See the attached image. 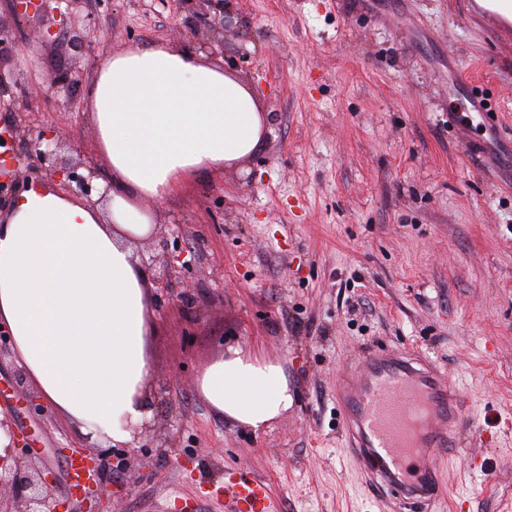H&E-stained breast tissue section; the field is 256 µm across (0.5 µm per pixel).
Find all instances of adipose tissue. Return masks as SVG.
<instances>
[{"instance_id":"obj_1","label":"adipose tissue","mask_w":512,"mask_h":512,"mask_svg":"<svg viewBox=\"0 0 512 512\" xmlns=\"http://www.w3.org/2000/svg\"><path fill=\"white\" fill-rule=\"evenodd\" d=\"M101 151L120 177L112 219L40 182L0 224V328L43 401L113 443L149 416L146 275L126 236L147 232L134 197H162L259 145L264 117L240 80L163 46L112 56L87 91ZM202 398L260 432L293 403L283 366L240 348L202 373Z\"/></svg>"}]
</instances>
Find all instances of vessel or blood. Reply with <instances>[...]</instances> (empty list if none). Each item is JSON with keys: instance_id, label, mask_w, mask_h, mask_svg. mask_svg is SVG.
Returning <instances> with one entry per match:
<instances>
[{"instance_id": "1", "label": "vessel or blood", "mask_w": 512, "mask_h": 512, "mask_svg": "<svg viewBox=\"0 0 512 512\" xmlns=\"http://www.w3.org/2000/svg\"><path fill=\"white\" fill-rule=\"evenodd\" d=\"M350 453L367 483L399 512H440L439 461L460 453L465 424L457 385L420 357L382 347L336 381ZM224 490L238 512H279L264 485L228 471Z\"/></svg>"}]
</instances>
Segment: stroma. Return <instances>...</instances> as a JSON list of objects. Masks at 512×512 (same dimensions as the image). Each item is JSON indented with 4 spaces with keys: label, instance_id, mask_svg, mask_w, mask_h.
Here are the masks:
<instances>
[{
    "label": "stroma",
    "instance_id": "obj_1",
    "mask_svg": "<svg viewBox=\"0 0 512 512\" xmlns=\"http://www.w3.org/2000/svg\"><path fill=\"white\" fill-rule=\"evenodd\" d=\"M207 64L248 86L269 123L250 155L139 198L132 250L185 260L151 295L145 443L100 448L101 498L72 496L65 462L98 438L40 402L0 357V415L58 481L52 512H231L224 472L266 485L280 512H392L342 436L336 378L371 347L434 360L470 427L445 512H512V21L478 0H224ZM108 49L77 55L26 29L0 89V128L55 126L117 183L85 90L109 55L198 52L190 0H86ZM75 73L50 98L20 86ZM193 284L192 315L179 305ZM282 364L294 403L264 432L214 411L197 380L229 347Z\"/></svg>",
    "mask_w": 512,
    "mask_h": 512
}]
</instances>
